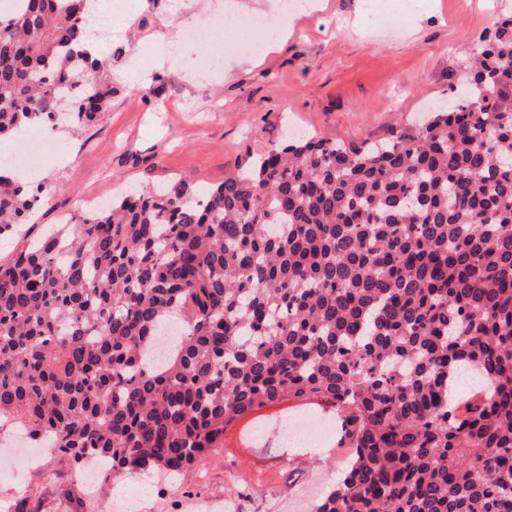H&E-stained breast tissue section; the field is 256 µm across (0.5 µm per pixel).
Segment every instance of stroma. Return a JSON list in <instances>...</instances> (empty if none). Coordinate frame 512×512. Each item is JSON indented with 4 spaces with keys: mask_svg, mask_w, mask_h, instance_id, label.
<instances>
[{
    "mask_svg": "<svg viewBox=\"0 0 512 512\" xmlns=\"http://www.w3.org/2000/svg\"><path fill=\"white\" fill-rule=\"evenodd\" d=\"M196 2L189 24L197 39L183 44L174 61L144 43L139 27L113 32L131 52L112 62L119 78L111 103L77 134L56 132L61 156L40 175L50 199L31 223L0 239V264L89 198L109 200L130 187L182 179L215 186L289 134L347 144L386 137L452 98L464 52L494 25L490 11L512 12V0H423L406 13L398 0H386L387 13H402V20L370 23L363 0H324L323 9L279 18L273 50L227 53L221 72L202 75L199 54L232 33L207 21L220 0ZM130 13L152 17L159 38L175 39L188 24L177 0H133ZM276 407L273 416L245 417L248 426L267 428L262 438L238 444L225 436L204 463L206 481L194 467L172 482L123 473L110 479L102 498L72 476L66 459L44 448L43 471L18 481L0 469V501L10 500L16 512H102L104 498L127 495L138 499V512H192L196 499L231 495L240 512H306L342 462L312 442L282 446L271 431L282 419L312 407L324 414L328 407L295 398Z\"/></svg>",
    "mask_w": 512,
    "mask_h": 512,
    "instance_id": "35a3bbf8",
    "label": "stroma"
}]
</instances>
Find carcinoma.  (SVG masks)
<instances>
[{
  "instance_id": "cac0c4a2",
  "label": "carcinoma",
  "mask_w": 512,
  "mask_h": 512,
  "mask_svg": "<svg viewBox=\"0 0 512 512\" xmlns=\"http://www.w3.org/2000/svg\"><path fill=\"white\" fill-rule=\"evenodd\" d=\"M12 2L0 139L78 131L112 98L114 54L79 48L89 0ZM465 54L454 99L382 142L275 146L0 264V429L76 474L176 476L233 419L316 400L354 454L312 512H512V14ZM13 173L0 236L45 199Z\"/></svg>"
}]
</instances>
